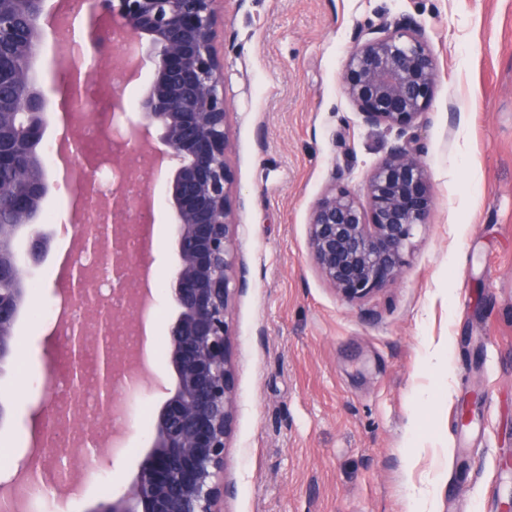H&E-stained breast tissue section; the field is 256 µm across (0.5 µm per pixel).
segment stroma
Masks as SVG:
<instances>
[{"instance_id":"35a3bbf8","label":"stroma","mask_w":512,"mask_h":512,"mask_svg":"<svg viewBox=\"0 0 512 512\" xmlns=\"http://www.w3.org/2000/svg\"><path fill=\"white\" fill-rule=\"evenodd\" d=\"M408 15L425 32L439 82L415 139L434 205L400 278L348 301L318 275L311 206L331 185L362 193L399 143L368 127L343 88L361 28ZM223 55L230 201L248 287L226 320L236 415L224 512H410L409 486L466 512L512 502V0H224ZM35 77L59 127L64 69L44 38ZM176 215L148 259L171 272ZM177 311L157 304L154 369L163 389L122 392L126 448H102L95 470L70 464L87 492L61 505L48 489L33 512H90L136 481L153 442L138 425L175 386L165 349ZM435 393V401L419 396ZM10 418L0 447L49 420L52 396L13 367L0 373Z\"/></svg>"}]
</instances>
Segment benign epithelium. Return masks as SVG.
<instances>
[{
	"label": "benign epithelium",
	"mask_w": 512,
	"mask_h": 512,
	"mask_svg": "<svg viewBox=\"0 0 512 512\" xmlns=\"http://www.w3.org/2000/svg\"><path fill=\"white\" fill-rule=\"evenodd\" d=\"M44 2L0 0V169L24 156L36 172L14 187H0L11 197L9 223L0 225V365L16 349L15 323L25 301L13 246L18 231L29 228L32 259L43 250L35 219L45 199L46 169L37 151L44 98L29 60L41 40ZM99 11L120 30L127 49L112 57L94 52L99 26L97 17H90L81 50L93 51L97 80L112 71L125 81L138 77L144 46L153 60L154 78L137 118L119 122L125 105L119 87L112 86V165H141L152 172L170 167L166 191L177 218L179 262L170 282L177 317L167 344L175 388L157 417L153 445L136 482L94 512H221L224 455L236 412L226 314L245 277L244 270H235L224 66L215 47L218 0H99ZM437 79L435 59L410 16L363 28L343 73L345 91L364 124L384 125L400 136L429 107ZM155 130L162 131L161 151L150 148ZM365 195L363 205L348 187L335 185L317 199L308 218L317 272L348 301L396 281L417 228L428 223L430 174L413 140L390 149L368 176ZM132 203L153 208L151 186L133 202L113 195L105 210L118 214ZM127 236V228L114 219L112 239H88V246L103 244L112 252L117 287L144 275V266L128 259ZM120 330H135L134 320L93 306L88 326L70 336L75 376L83 352L95 350L94 377L105 408L117 382L137 368Z\"/></svg>",
	"instance_id": "obj_1"
}]
</instances>
